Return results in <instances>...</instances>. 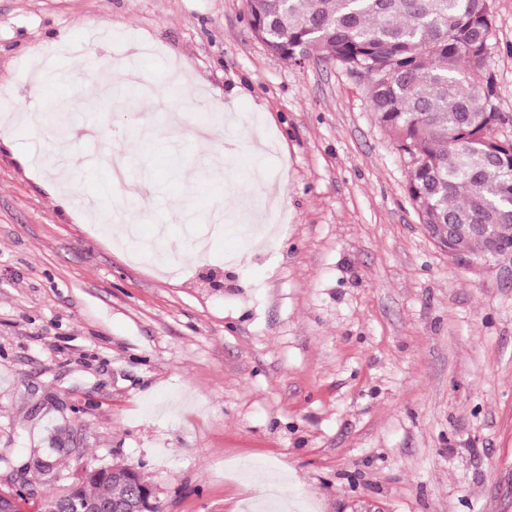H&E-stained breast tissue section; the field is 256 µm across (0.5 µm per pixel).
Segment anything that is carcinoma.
<instances>
[{
  "label": "carcinoma",
  "mask_w": 512,
  "mask_h": 512,
  "mask_svg": "<svg viewBox=\"0 0 512 512\" xmlns=\"http://www.w3.org/2000/svg\"><path fill=\"white\" fill-rule=\"evenodd\" d=\"M252 25L268 49L296 62L308 57L367 72L370 109L396 149L413 162L407 193L425 229L448 256L457 242L438 224H489L469 245L481 261L512 246V139L502 122L494 76L486 67L494 0H247ZM54 487L45 500L61 510L73 500L117 507L143 500L149 485L135 469L87 464L71 477L39 468Z\"/></svg>",
  "instance_id": "carcinoma-1"
}]
</instances>
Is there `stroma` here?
I'll list each match as a JSON object with an SVG mask.
<instances>
[{"label":"stroma","instance_id":"35a3bbf8","mask_svg":"<svg viewBox=\"0 0 512 512\" xmlns=\"http://www.w3.org/2000/svg\"><path fill=\"white\" fill-rule=\"evenodd\" d=\"M134 42L163 104L87 86ZM40 53L71 80L35 96ZM487 67L511 138L512 0ZM63 104L144 191L111 189L75 135L0 128V489L45 494L22 466L48 454L135 468L160 512H512V285L436 245L362 81L272 54L247 0H0V114ZM218 210L236 231L191 255Z\"/></svg>","mask_w":512,"mask_h":512}]
</instances>
